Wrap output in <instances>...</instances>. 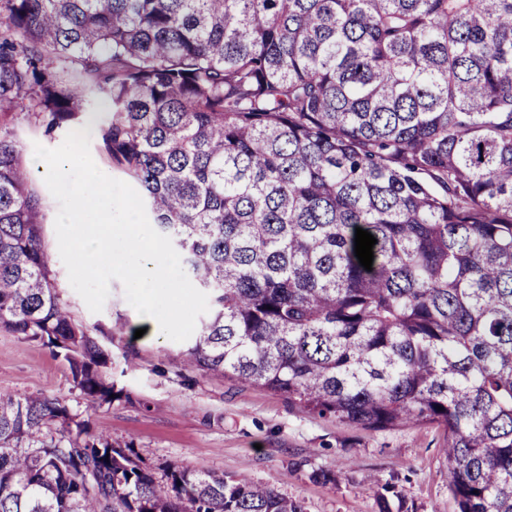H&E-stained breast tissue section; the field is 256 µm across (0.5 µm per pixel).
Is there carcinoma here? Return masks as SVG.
Returning a JSON list of instances; mask_svg holds the SVG:
<instances>
[{"instance_id":"carcinoma-1","label":"carcinoma","mask_w":512,"mask_h":512,"mask_svg":"<svg viewBox=\"0 0 512 512\" xmlns=\"http://www.w3.org/2000/svg\"><path fill=\"white\" fill-rule=\"evenodd\" d=\"M25 101L97 132L208 295L185 370L363 428L442 425L459 512H512V0H0V330L110 405L8 127ZM0 512L303 507L159 477L67 399L1 394Z\"/></svg>"}]
</instances>
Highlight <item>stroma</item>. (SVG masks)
<instances>
[{
  "label": "stroma",
  "instance_id": "stroma-1",
  "mask_svg": "<svg viewBox=\"0 0 512 512\" xmlns=\"http://www.w3.org/2000/svg\"><path fill=\"white\" fill-rule=\"evenodd\" d=\"M10 129L31 164L35 145L58 147L68 133L64 127L46 133L41 114L21 106L11 114ZM33 186L46 198L43 245L54 258L60 296L75 321L106 329L100 342L112 358L108 376L123 394L85 412L94 431L133 443L153 468L177 463L244 476L301 501L304 512H457L443 426L363 429L299 412L258 386L184 371L180 343L131 336L141 318L116 280L102 311L91 312L58 257L59 204L42 175ZM0 394L77 397L65 361L51 347L1 330ZM316 470L332 475V482L314 480Z\"/></svg>",
  "mask_w": 512,
  "mask_h": 512
}]
</instances>
